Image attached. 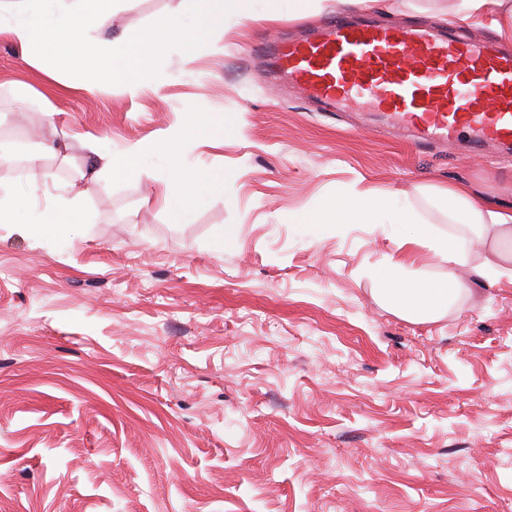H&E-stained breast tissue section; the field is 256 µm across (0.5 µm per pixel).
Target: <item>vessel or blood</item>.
Instances as JSON below:
<instances>
[{
  "mask_svg": "<svg viewBox=\"0 0 512 512\" xmlns=\"http://www.w3.org/2000/svg\"><path fill=\"white\" fill-rule=\"evenodd\" d=\"M275 82L314 109L363 98L384 125L419 142L468 137L473 150H512V53L490 38L459 39L411 23L346 12L260 51Z\"/></svg>",
  "mask_w": 512,
  "mask_h": 512,
  "instance_id": "obj_1",
  "label": "vessel or blood"
}]
</instances>
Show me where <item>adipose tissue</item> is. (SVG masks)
Instances as JSON below:
<instances>
[{
  "mask_svg": "<svg viewBox=\"0 0 512 512\" xmlns=\"http://www.w3.org/2000/svg\"><path fill=\"white\" fill-rule=\"evenodd\" d=\"M448 20L485 26L500 37L512 40V0H451ZM209 129V119L199 116L188 125L171 131L167 138L154 143H137L117 154L91 147L88 163L80 170L77 185L53 209L32 217L26 212L21 196L13 192L0 194V223L20 225L31 236L56 234L66 227L82 223V204L101 176L108 174L116 180L126 178L139 171L147 158L156 152L165 153L169 159L164 193L171 201V214L175 221H183L195 200L213 190L225 178L224 172L191 166L181 159L184 140H208ZM436 196L439 203L446 206L452 223L476 228L487 225L497 245L505 240L512 241V209L491 207L483 198L461 185L438 189ZM383 216L390 223L410 227L414 238L430 241L433 249L448 264L468 263L471 246L453 237L431 238L427 225L415 223L409 210L398 208L394 199L387 196L368 192L341 196L327 202L315 213L300 216L299 221L303 224H354L372 222ZM403 270V261L391 259L379 273L382 297L400 313L425 320L449 309L458 300L462 285L455 277L408 281L403 277Z\"/></svg>",
  "mask_w": 512,
  "mask_h": 512,
  "instance_id": "adipose-tissue-1",
  "label": "adipose tissue"
}]
</instances>
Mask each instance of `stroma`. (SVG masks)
Returning a JSON list of instances; mask_svg holds the SVG:
<instances>
[{
  "label": "stroma",
  "instance_id": "stroma-1",
  "mask_svg": "<svg viewBox=\"0 0 512 512\" xmlns=\"http://www.w3.org/2000/svg\"><path fill=\"white\" fill-rule=\"evenodd\" d=\"M188 4L125 0L95 36ZM449 5L375 13L444 26ZM331 16L286 0L275 19L226 21L193 61L167 51L134 96L68 87L0 32V188L23 189L13 155H41L31 214L66 193L86 136L118 153L194 112L211 139L188 140L185 162L230 173L181 223L161 154L101 180L71 230L0 223V512H512V277L468 274L451 311L415 321L375 273L393 257L447 278L434 250L382 219L293 220L370 189L452 236L436 189L512 208V157L394 140L375 113L275 95L258 45Z\"/></svg>",
  "mask_w": 512,
  "mask_h": 512
}]
</instances>
